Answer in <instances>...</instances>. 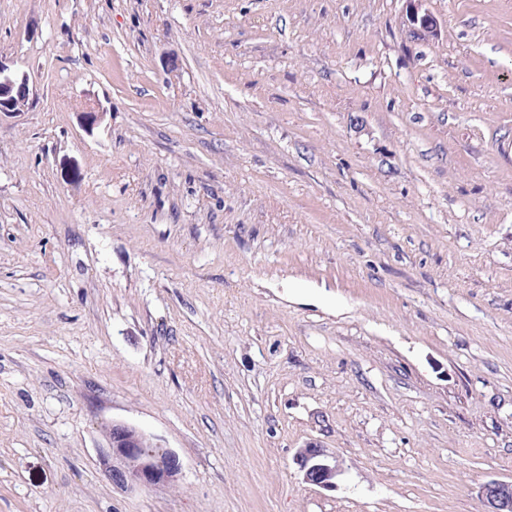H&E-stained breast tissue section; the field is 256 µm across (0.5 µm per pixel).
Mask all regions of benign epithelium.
<instances>
[{"label": "benign epithelium", "mask_w": 512, "mask_h": 512, "mask_svg": "<svg viewBox=\"0 0 512 512\" xmlns=\"http://www.w3.org/2000/svg\"><path fill=\"white\" fill-rule=\"evenodd\" d=\"M406 22L414 34L436 37L437 17L424 7L425 0H404ZM28 87L27 80L8 73L0 61V112L16 114L25 108L29 97L14 98L15 85ZM106 112L96 105L80 115L84 130L91 134L104 122ZM107 446L99 451V464L115 486L125 490L169 486L176 482L181 462L176 453L161 446L139 428L123 422L108 427ZM295 463L305 482L323 488L336 487L342 468L338 457L325 448L306 446L296 452ZM486 512H512V480L491 479L478 490Z\"/></svg>", "instance_id": "7a95c632"}]
</instances>
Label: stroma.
<instances>
[{"label": "stroma", "mask_w": 512, "mask_h": 512, "mask_svg": "<svg viewBox=\"0 0 512 512\" xmlns=\"http://www.w3.org/2000/svg\"><path fill=\"white\" fill-rule=\"evenodd\" d=\"M425 6L437 37L403 0H0V512H483L512 479V0ZM115 421L176 485L112 484ZM426 0H404L406 22L413 34L436 37L439 32L437 17L424 7ZM7 71L8 68L0 61V112L16 114L22 112L29 101V87L24 77L19 79ZM17 83L26 88L24 98L15 99L12 96V90ZM294 461L303 472L305 482L323 489L336 487V480L342 472L341 463L327 449L317 445L299 448ZM485 512H512V480L491 479L478 490Z\"/></svg>", "instance_id": "obj_1"}]
</instances>
